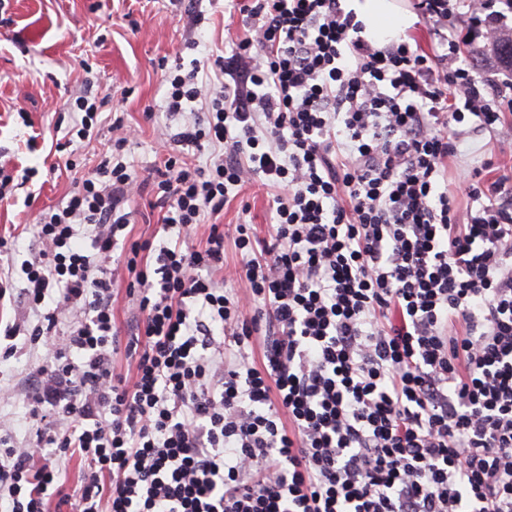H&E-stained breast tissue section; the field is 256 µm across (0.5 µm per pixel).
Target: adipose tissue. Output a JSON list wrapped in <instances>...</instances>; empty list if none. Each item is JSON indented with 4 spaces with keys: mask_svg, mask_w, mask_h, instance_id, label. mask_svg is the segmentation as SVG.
<instances>
[{
    "mask_svg": "<svg viewBox=\"0 0 512 512\" xmlns=\"http://www.w3.org/2000/svg\"><path fill=\"white\" fill-rule=\"evenodd\" d=\"M343 8L363 23L364 38L380 45L396 39L417 21L403 0H344Z\"/></svg>",
    "mask_w": 512,
    "mask_h": 512,
    "instance_id": "1",
    "label": "adipose tissue"
}]
</instances>
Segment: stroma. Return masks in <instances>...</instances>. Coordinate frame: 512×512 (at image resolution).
Instances as JSON below:
<instances>
[{
	"label": "stroma",
	"instance_id": "obj_1",
	"mask_svg": "<svg viewBox=\"0 0 512 512\" xmlns=\"http://www.w3.org/2000/svg\"><path fill=\"white\" fill-rule=\"evenodd\" d=\"M184 0H0V167L13 176L0 200V237L12 243L16 261L37 248L31 226L43 208L57 205L72 189L74 174L59 166L55 143L72 123L68 103L79 95L95 99L102 114L121 108L135 131L123 161L137 180H150L167 157V132L191 122L192 114L170 116L162 61L222 53L230 32L241 28L232 0H213L201 28L188 24ZM197 41L194 50L187 41ZM36 147H28L29 138ZM512 165V137L485 134L467 139L448 162L449 177L470 174L484 162ZM270 195L260 183L238 189L218 223H269ZM133 239L157 236L162 213L153 191L134 196ZM18 351L0 361V427L18 444L35 437L25 401V379L40 362V349L25 336Z\"/></svg>",
	"mask_w": 512,
	"mask_h": 512
}]
</instances>
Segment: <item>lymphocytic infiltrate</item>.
I'll return each mask as SVG.
<instances>
[{"instance_id":"lymphocytic-infiltrate-1","label":"lymphocytic infiltrate","mask_w":512,"mask_h":512,"mask_svg":"<svg viewBox=\"0 0 512 512\" xmlns=\"http://www.w3.org/2000/svg\"><path fill=\"white\" fill-rule=\"evenodd\" d=\"M427 51L378 47L341 0H239L230 52L165 73L154 184L169 238L130 240L145 189L123 162L77 172L15 265L42 345L34 444L0 433V512H512V171L449 181L468 137L512 136V0H415ZM273 222L199 224L253 180ZM90 237V248L79 240ZM125 290L122 333L112 297ZM124 355L127 370L115 359ZM86 470L78 500L60 460Z\"/></svg>"}]
</instances>
